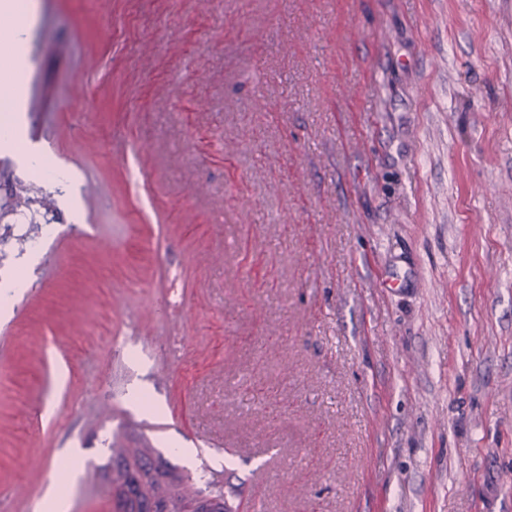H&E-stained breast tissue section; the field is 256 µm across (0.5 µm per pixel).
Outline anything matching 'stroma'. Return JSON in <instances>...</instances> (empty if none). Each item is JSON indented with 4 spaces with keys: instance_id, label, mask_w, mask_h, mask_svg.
I'll use <instances>...</instances> for the list:
<instances>
[{
    "instance_id": "obj_1",
    "label": "stroma",
    "mask_w": 512,
    "mask_h": 512,
    "mask_svg": "<svg viewBox=\"0 0 512 512\" xmlns=\"http://www.w3.org/2000/svg\"><path fill=\"white\" fill-rule=\"evenodd\" d=\"M25 52L0 163L71 183L0 258L12 512H111L116 439L241 512H512V0H36Z\"/></svg>"
}]
</instances>
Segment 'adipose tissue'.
<instances>
[{
  "label": "adipose tissue",
  "instance_id": "obj_1",
  "mask_svg": "<svg viewBox=\"0 0 512 512\" xmlns=\"http://www.w3.org/2000/svg\"><path fill=\"white\" fill-rule=\"evenodd\" d=\"M30 10L29 0H0V11L16 19L15 24L0 36V41L9 50L7 73L0 77V139L7 142L15 136L12 114L19 105L21 89L14 74L25 62V21Z\"/></svg>",
  "mask_w": 512,
  "mask_h": 512
}]
</instances>
